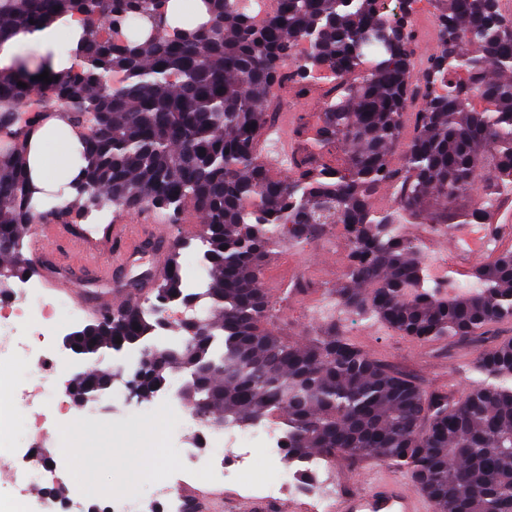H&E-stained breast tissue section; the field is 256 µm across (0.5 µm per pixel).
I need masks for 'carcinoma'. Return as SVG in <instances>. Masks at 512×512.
Returning a JSON list of instances; mask_svg holds the SVG:
<instances>
[{
	"label": "carcinoma",
	"instance_id": "carcinoma-1",
	"mask_svg": "<svg viewBox=\"0 0 512 512\" xmlns=\"http://www.w3.org/2000/svg\"><path fill=\"white\" fill-rule=\"evenodd\" d=\"M167 0H0V44L69 14L83 17L82 64L54 72L20 60L0 70V279L23 275L25 225L65 224L72 211L108 204L163 217L192 205L203 217L211 281L190 300L204 305L205 337L167 352L146 373L147 391L187 374V402L234 426L271 420L288 439V458L340 453L407 469L436 512H512V341L487 347L478 368L496 379L464 396L428 392L332 329L306 345L266 328L262 262L272 231L296 238L340 224L350 242L342 307L374 316L422 341L475 342L512 319V252L479 265L472 280L426 284L421 247L393 224H457L491 217L512 186V14L490 24L488 0H438L436 52L413 71L415 35L369 40L385 14L377 0H273L250 31L240 0H203L206 25L173 28ZM454 27L459 41L448 44ZM308 42L309 52L295 48ZM49 71L52 82L36 79ZM325 88L316 125L299 119L300 152L289 174L264 167L258 142L274 91L307 94L312 74ZM428 89L421 111L406 112L416 76ZM26 84L22 88L18 83ZM78 134L84 165L62 206L40 209L28 170L30 136L50 119ZM408 139L401 161L392 153ZM486 175L479 204L448 216ZM393 190L381 210L374 195ZM154 299L88 329L95 352L117 340H146L154 311L183 296L180 267ZM213 365L208 382L194 374Z\"/></svg>",
	"mask_w": 512,
	"mask_h": 512
}]
</instances>
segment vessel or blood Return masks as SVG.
I'll list each match as a JSON object with an SVG mask.
<instances>
[{
    "label": "vessel or blood",
    "instance_id": "1",
    "mask_svg": "<svg viewBox=\"0 0 512 512\" xmlns=\"http://www.w3.org/2000/svg\"><path fill=\"white\" fill-rule=\"evenodd\" d=\"M292 117H284L273 128L276 148L264 152L262 161L272 171H281L282 162L294 149L291 136ZM31 251L40 255L46 243H55L63 249L72 268L100 269L99 248L109 245L112 249L113 265L129 263L139 252L142 237L135 224L108 225L102 242L91 239L90 229L77 224H36L30 229ZM332 512H434V504L415 491L406 481L382 473L370 486L354 489L337 496L331 506Z\"/></svg>",
    "mask_w": 512,
    "mask_h": 512
}]
</instances>
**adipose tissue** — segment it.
Masks as SVG:
<instances>
[{"label":"adipose tissue","mask_w":512,"mask_h":512,"mask_svg":"<svg viewBox=\"0 0 512 512\" xmlns=\"http://www.w3.org/2000/svg\"><path fill=\"white\" fill-rule=\"evenodd\" d=\"M82 32L80 16L68 15L63 20L44 28L21 32L0 44V69H11L22 47H37L53 71L76 66V56L62 51L60 40L78 39ZM30 166L38 188L46 191L57 189L64 176L76 168L77 138L62 122L47 124L33 138Z\"/></svg>","instance_id":"1"}]
</instances>
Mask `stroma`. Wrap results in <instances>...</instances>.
I'll list each match as a JSON object with an SVG mask.
<instances>
[{"instance_id":"1","label":"stroma","mask_w":512,"mask_h":512,"mask_svg":"<svg viewBox=\"0 0 512 512\" xmlns=\"http://www.w3.org/2000/svg\"><path fill=\"white\" fill-rule=\"evenodd\" d=\"M200 223V214L190 208L181 211L177 222L168 224L167 230L171 240L183 244L179 257L182 275L194 274L205 279L209 272L204 268L202 255L195 248V228ZM348 252L345 245L317 246L306 251L285 242L275 245L262 275V286L270 301L271 328L297 344L308 343L313 336L326 330L331 324L324 318L315 319L313 302L340 286ZM293 267L305 269L311 281L310 288L299 297L285 292V280ZM150 268L151 260L146 257L131 265L112 268L106 277L92 270L76 272L80 294L60 309V319L68 320L71 308L78 307L83 311L82 323H90L93 315L86 311V304L124 289L128 283L145 282L150 276ZM333 325L337 333L427 391L458 398L488 380L476 365L482 346H451L444 340L421 342L388 329L372 317L360 324L340 320ZM28 371V366L19 362L14 369L0 376V408L10 415V431L0 438V512H60L55 501L57 491L68 490L77 477L78 469L88 460L97 467L99 483L122 488L126 472L121 459L131 453L130 432L146 424L155 425L157 431L171 438L164 454L154 453L147 458V466L162 463L170 469H179L182 457L179 438L184 435L185 428L160 400H146L139 406L83 425L85 440L81 447L46 449V456L57 465V479L29 489L27 494H19L12 481V472L17 456L26 445L30 415L15 409L13 398L23 386ZM381 468L401 478L407 475L405 469L392 465L385 467L369 458L337 455L326 469L322 493L335 497L355 488L357 480H369Z\"/></svg>"}]
</instances>
